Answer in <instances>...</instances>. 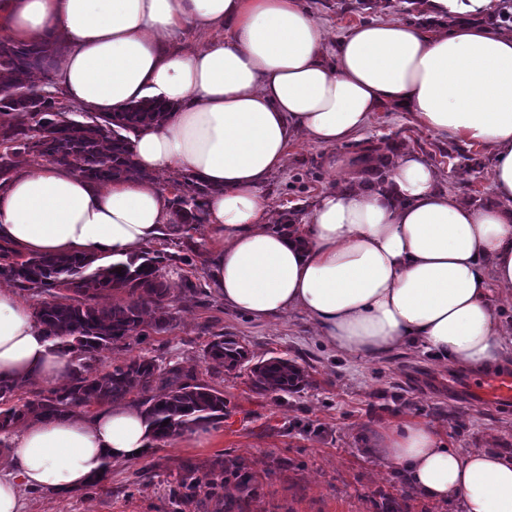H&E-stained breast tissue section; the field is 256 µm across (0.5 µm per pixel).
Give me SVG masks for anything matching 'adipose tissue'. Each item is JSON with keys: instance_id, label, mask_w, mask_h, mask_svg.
I'll use <instances>...</instances> for the list:
<instances>
[{"instance_id": "ef3b65f1", "label": "adipose tissue", "mask_w": 512, "mask_h": 512, "mask_svg": "<svg viewBox=\"0 0 512 512\" xmlns=\"http://www.w3.org/2000/svg\"><path fill=\"white\" fill-rule=\"evenodd\" d=\"M188 31L213 38L191 53L159 40ZM0 33L62 40L54 78L73 104L168 105L133 152L143 170L213 187L209 277L226 309L259 321L301 312L329 347L362 361L420 345L481 370L511 346L491 294L512 288V33L375 22L330 48L303 0H0ZM387 107L492 149L494 203L441 191L423 157L403 150L383 187L355 180L324 193L310 223H270L261 187L292 136L336 146ZM170 218L156 182L102 188L57 163L0 190V241L27 255L123 261L175 235ZM72 367L1 284L0 381L55 387ZM373 443L406 489L463 512H512V455L444 447L423 422ZM155 444L153 425L124 404L27 423L0 476V512H24L22 488L73 494L105 463L139 461Z\"/></svg>"}]
</instances>
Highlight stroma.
<instances>
[{
    "label": "stroma",
    "instance_id": "obj_1",
    "mask_svg": "<svg viewBox=\"0 0 512 512\" xmlns=\"http://www.w3.org/2000/svg\"><path fill=\"white\" fill-rule=\"evenodd\" d=\"M303 2L331 44L357 23L425 21L418 12H405L401 0L374 8L359 6L357 0ZM382 136L422 155L435 169L442 191L467 201L492 200L494 158L489 148L476 149L483 168L465 166L449 158L447 137L427 129L414 113L393 109L375 113L358 134L362 140ZM332 152L349 156L353 148L347 142L332 150L304 134L293 138L283 167L262 187L272 218H283L296 207H315L323 193L354 178V169L329 166ZM191 235L193 263L170 277L174 327L129 338L103 352L101 366L141 355L161 363L181 362L206 380L211 378L206 346L221 332L235 337L254 358L281 356L306 367L310 386L278 400L252 392L244 373L211 378L224 392L226 415L207 427L204 447L157 445L144 460L111 464L101 481L68 496L24 490L25 512H172L168 489L183 467L205 474L219 459L244 461L258 476L244 512H382L385 493L403 512H462L454 500L438 503L413 491L401 492L398 476L371 449L373 435L423 421L448 447L512 455V410L471 400L458 386L471 368L440 361L418 347L354 360L324 345L315 326L300 314L259 323L230 312L210 290L207 224L196 225ZM186 279L197 285V292L184 290Z\"/></svg>",
    "mask_w": 512,
    "mask_h": 512
}]
</instances>
